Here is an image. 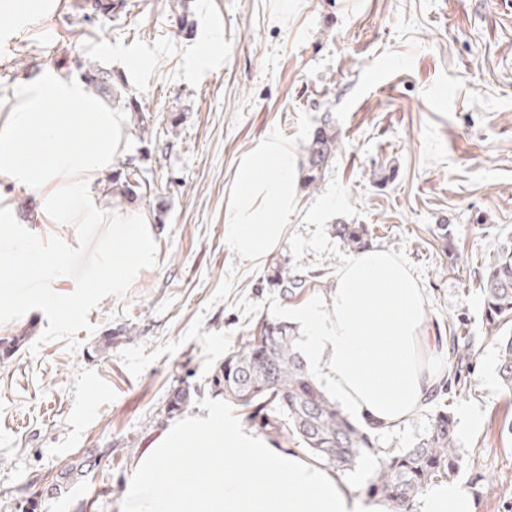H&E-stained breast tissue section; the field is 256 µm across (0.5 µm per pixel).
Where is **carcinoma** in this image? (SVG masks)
I'll use <instances>...</instances> for the list:
<instances>
[{
    "label": "carcinoma",
    "mask_w": 512,
    "mask_h": 512,
    "mask_svg": "<svg viewBox=\"0 0 512 512\" xmlns=\"http://www.w3.org/2000/svg\"><path fill=\"white\" fill-rule=\"evenodd\" d=\"M89 84L97 91L109 86L124 108L139 112L137 96L126 86H116L104 72L90 73ZM338 133L324 118L303 149L301 169L306 187L318 185L329 160L336 152ZM127 191L147 198L158 194L149 169L135 158L124 164ZM336 234L352 252L369 245L363 224H338ZM486 330L498 349L497 374L502 389L512 393V334L500 335L501 327L512 322V233L498 243L496 253L478 271ZM26 336L0 338V357L15 355ZM229 364L219 365L210 381L214 392L250 411L261 429L286 431L298 439L303 450L325 465L345 472L373 453L377 462L366 492L382 497L391 512H414L418 498L431 483L455 473L458 462L453 420L439 409L430 431L412 448L379 454L371 432L352 421L336 400L316 382L298 352L297 336L286 322L261 318L247 330V336L225 356ZM189 387L171 393L167 413L180 414L192 404Z\"/></svg>",
    "instance_id": "obj_1"
}]
</instances>
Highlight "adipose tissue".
Listing matches in <instances>:
<instances>
[{"label":"adipose tissue","mask_w":512,"mask_h":512,"mask_svg":"<svg viewBox=\"0 0 512 512\" xmlns=\"http://www.w3.org/2000/svg\"><path fill=\"white\" fill-rule=\"evenodd\" d=\"M0 127V179L36 197L33 224H112L127 238L112 255L115 288L156 260L146 217L101 208L95 196L122 145L125 115L87 94L83 82L52 69L10 87ZM291 159L261 148L238 179L243 221L224 237L244 260L265 259L282 242L292 195ZM423 288L405 264L370 247L349 259L328 294L294 309L306 352L349 412L380 427L414 417L432 401L445 338L427 319ZM181 455L171 476L168 454ZM128 512H389L376 496L355 495L333 469L296 450L270 446L222 412L169 429L134 476ZM421 512H475L467 490L441 481L423 493Z\"/></svg>","instance_id":"ef3b65f1"}]
</instances>
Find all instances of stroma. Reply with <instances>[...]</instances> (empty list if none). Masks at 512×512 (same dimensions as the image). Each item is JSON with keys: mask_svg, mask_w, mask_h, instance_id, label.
Here are the masks:
<instances>
[{"mask_svg": "<svg viewBox=\"0 0 512 512\" xmlns=\"http://www.w3.org/2000/svg\"><path fill=\"white\" fill-rule=\"evenodd\" d=\"M88 0H56L52 15H0V88L51 59L87 79L89 64L121 77L142 107L127 115L123 157L148 152L159 196L111 197L103 207L150 219L154 267L88 315L94 335L23 345L0 361V512H125L143 451L178 418L169 395L187 386L189 418L211 408L248 422L213 394V369L259 318L287 320L328 293L351 254L340 224H363L425 290L441 335L469 338V388L373 431L376 447H412L437 408L454 421V478L476 512H512V417L486 336L478 270L512 231V0H129L120 16ZM220 40L222 53L200 59ZM338 134L316 187L303 148L323 117ZM288 149L294 192L288 229L265 260L248 263L224 239L237 222V175L259 145ZM452 229L444 247L439 225ZM308 279L285 296L273 267ZM111 334L112 344L97 339ZM88 471L60 479L71 462Z\"/></svg>", "mask_w": 512, "mask_h": 512, "instance_id": "obj_1", "label": "stroma"}]
</instances>
